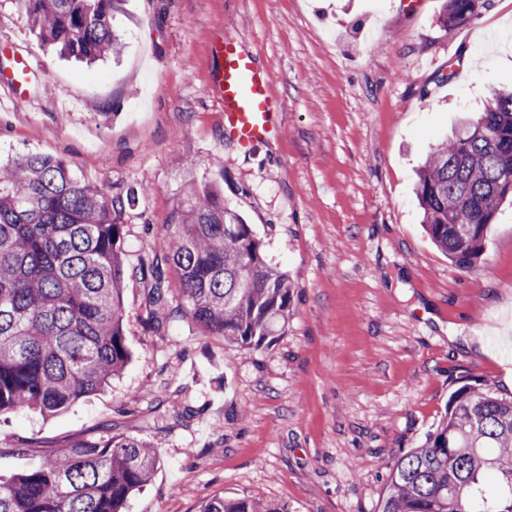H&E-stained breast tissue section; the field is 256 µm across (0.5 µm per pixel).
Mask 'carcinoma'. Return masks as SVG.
Segmentation results:
<instances>
[{
	"instance_id": "cac0c4a2",
	"label": "carcinoma",
	"mask_w": 512,
	"mask_h": 512,
	"mask_svg": "<svg viewBox=\"0 0 512 512\" xmlns=\"http://www.w3.org/2000/svg\"><path fill=\"white\" fill-rule=\"evenodd\" d=\"M127 0H25L41 43L95 61L119 55L110 16ZM475 0H443L442 26L476 17ZM422 223L460 268L484 252L500 204L512 198V90L438 145L418 173ZM76 179L51 156L19 153L0 165V416L55 414L100 391L130 360L124 326V201ZM167 244L144 260L150 321L170 307L175 271L194 320L242 347L272 340L288 320L293 285L270 266L244 216L213 184L192 183ZM159 454L128 436L77 439L39 466L0 481V512H125ZM201 512H277L247 498H214ZM380 512H512V394L465 383L426 442L397 459Z\"/></svg>"
}]
</instances>
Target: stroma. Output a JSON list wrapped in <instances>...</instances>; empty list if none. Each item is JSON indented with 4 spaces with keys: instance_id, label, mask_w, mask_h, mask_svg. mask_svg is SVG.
I'll return each instance as SVG.
<instances>
[{
    "instance_id": "stroma-1",
    "label": "stroma",
    "mask_w": 512,
    "mask_h": 512,
    "mask_svg": "<svg viewBox=\"0 0 512 512\" xmlns=\"http://www.w3.org/2000/svg\"><path fill=\"white\" fill-rule=\"evenodd\" d=\"M440 0H127L119 60L44 47L23 0H0V41L45 69L30 102H0V160L34 152L115 197L131 360L52 416L0 417V477L77 438L157 449L126 512H200L249 498L276 512H379L390 467L441 423L461 380L512 393V203L485 253L458 268L429 239L415 188L433 145L488 91L512 86V0L443 27ZM255 50L283 105L252 149L224 133L214 54ZM213 183L293 285L260 348L191 316L147 324L139 266L169 235L189 183Z\"/></svg>"
}]
</instances>
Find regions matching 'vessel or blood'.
Masks as SVG:
<instances>
[{"label":"vessel or blood","instance_id":"b4317fda","mask_svg":"<svg viewBox=\"0 0 512 512\" xmlns=\"http://www.w3.org/2000/svg\"><path fill=\"white\" fill-rule=\"evenodd\" d=\"M217 56L221 66L215 81L224 111V131L240 147L251 149L266 142L275 131L278 105L271 94L269 75L257 65L253 54L235 41H225ZM43 75V68L15 42L0 43V93L12 103L28 101Z\"/></svg>","mask_w":512,"mask_h":512}]
</instances>
